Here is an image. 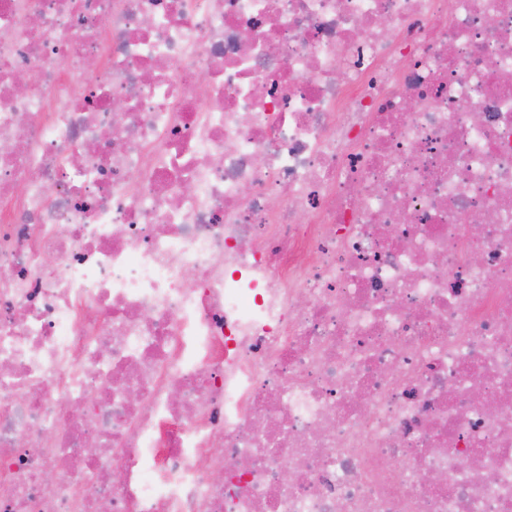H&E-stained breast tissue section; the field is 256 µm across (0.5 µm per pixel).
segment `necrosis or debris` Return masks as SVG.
Returning a JSON list of instances; mask_svg holds the SVG:
<instances>
[{
	"instance_id": "necrosis-or-debris-1",
	"label": "necrosis or debris",
	"mask_w": 512,
	"mask_h": 512,
	"mask_svg": "<svg viewBox=\"0 0 512 512\" xmlns=\"http://www.w3.org/2000/svg\"><path fill=\"white\" fill-rule=\"evenodd\" d=\"M103 504L512 512V0H0V512Z\"/></svg>"
}]
</instances>
